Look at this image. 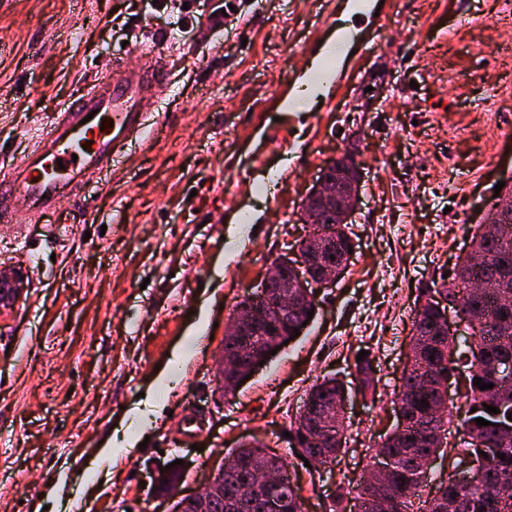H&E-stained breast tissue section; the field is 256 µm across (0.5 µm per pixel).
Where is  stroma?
Returning <instances> with one entry per match:
<instances>
[{
    "mask_svg": "<svg viewBox=\"0 0 512 512\" xmlns=\"http://www.w3.org/2000/svg\"><path fill=\"white\" fill-rule=\"evenodd\" d=\"M385 2L383 24L360 26L375 49L331 60L298 108L309 43L344 24L336 0H0V171L89 80L150 50L170 77L148 105L163 121L108 182L0 222V274L27 276L0 319V512H163L160 469L182 460L192 493L253 439L287 459L304 512L359 481L396 422L419 288L512 185V0ZM227 7L243 21L226 27ZM346 152L362 173L351 264L317 293L314 321L224 396L229 312L308 233L298 209ZM360 350L375 370L364 393ZM326 375L347 387L348 447L319 473L286 432ZM128 423L149 446L101 459Z\"/></svg>",
    "mask_w": 512,
    "mask_h": 512,
    "instance_id": "1",
    "label": "stroma"
}]
</instances>
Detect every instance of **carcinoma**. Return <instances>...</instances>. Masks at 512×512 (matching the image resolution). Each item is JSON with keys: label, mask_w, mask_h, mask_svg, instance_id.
<instances>
[{"label": "carcinoma", "mask_w": 512, "mask_h": 512, "mask_svg": "<svg viewBox=\"0 0 512 512\" xmlns=\"http://www.w3.org/2000/svg\"><path fill=\"white\" fill-rule=\"evenodd\" d=\"M328 175L343 186L356 177L353 155L344 153L327 163ZM475 252L489 257V264L476 261L475 256L464 253L457 257L453 269L447 274L448 287L440 288L437 282L419 289L417 306L412 318L410 348L414 355L411 369L403 371L401 386L396 399L405 410L404 419L378 444L375 457L393 461V468L384 475L368 470L353 486H338L332 494L327 512H346L347 503H361L362 512H377L376 502L388 500V512H414L415 500L420 498L425 471L423 462L432 454L460 455L476 462L472 482L459 486L449 477L436 489L435 494L448 501L460 502V512H512V231L500 235L484 224L468 230ZM331 249L326 254L336 260V277L347 269L343 257L349 253L352 237L349 225L337 224L327 237ZM438 295L448 305L476 321L468 338L456 343L442 334ZM311 307L297 305L288 310L284 321L274 320L265 324L251 336L252 353L239 360L235 372L240 378L250 374L253 361L265 354L268 337L285 332L292 336L303 331ZM359 384L365 390L372 383L370 356L356 363ZM440 376L449 382L465 375L467 410L463 419L454 418L453 407L447 413H436L438 399L430 375ZM491 389H479L475 378ZM344 395L342 383L335 378H325L313 385L306 395L311 402L328 404ZM498 408L499 413L486 412V406ZM483 418L488 426H479L475 419ZM463 430L470 440L461 445L435 447L436 440ZM291 443L294 451L305 458L317 456L323 466L333 463L347 448V436L340 422L330 427L318 425L311 418L297 414L290 422ZM493 448L486 457L483 452ZM505 459H500V456ZM269 469L288 473L281 456H270L260 443L243 444L236 450V458L224 475V496L240 498L245 512H264L261 493L251 484L252 471ZM283 512H303V498L299 487L285 477L281 493Z\"/></svg>", "instance_id": "carcinoma-1"}]
</instances>
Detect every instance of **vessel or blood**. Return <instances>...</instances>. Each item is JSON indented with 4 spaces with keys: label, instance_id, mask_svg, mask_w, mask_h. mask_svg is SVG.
I'll return each mask as SVG.
<instances>
[{
    "label": "vessel or blood",
    "instance_id": "b4317fda",
    "mask_svg": "<svg viewBox=\"0 0 512 512\" xmlns=\"http://www.w3.org/2000/svg\"><path fill=\"white\" fill-rule=\"evenodd\" d=\"M168 84L158 55L119 76L95 79L40 133L23 165L0 180V219L54 211L72 192L108 171L146 128V98Z\"/></svg>",
    "mask_w": 512,
    "mask_h": 512
}]
</instances>
